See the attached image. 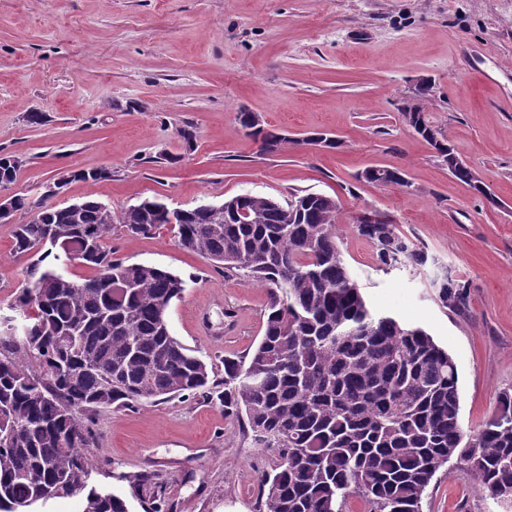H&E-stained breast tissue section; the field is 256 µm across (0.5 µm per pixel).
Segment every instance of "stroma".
<instances>
[{
  "mask_svg": "<svg viewBox=\"0 0 512 512\" xmlns=\"http://www.w3.org/2000/svg\"><path fill=\"white\" fill-rule=\"evenodd\" d=\"M425 79L430 121L498 206L404 123L400 109ZM242 112L289 143L264 153ZM313 131L341 147L303 144ZM0 154L22 162L10 193L37 203L60 173L111 171L70 182L51 199L61 207L95 198L117 214L146 198L188 209L248 192L335 197L338 244L370 305L425 327L454 359L463 429L512 392V0H0ZM370 166L401 172L406 186L366 182ZM369 211L391 216L426 265L383 269L355 227ZM27 220L0 223L2 316L24 286L28 260L12 246ZM112 252L184 278L172 334L216 373L259 341L266 289L182 249L170 228L115 229ZM444 270L467 282L466 310L440 303ZM94 429L91 482L129 496L130 512L145 505L127 478L150 471L166 484L168 512H255L272 466L216 401L107 409ZM422 512H512V501L489 497L451 462Z\"/></svg>",
  "mask_w": 512,
  "mask_h": 512,
  "instance_id": "stroma-1",
  "label": "stroma"
}]
</instances>
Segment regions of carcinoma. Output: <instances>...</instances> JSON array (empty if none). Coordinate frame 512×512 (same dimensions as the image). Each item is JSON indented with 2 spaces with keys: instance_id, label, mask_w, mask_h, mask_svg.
Segmentation results:
<instances>
[{
  "instance_id": "cac0c4a2",
  "label": "carcinoma",
  "mask_w": 512,
  "mask_h": 512,
  "mask_svg": "<svg viewBox=\"0 0 512 512\" xmlns=\"http://www.w3.org/2000/svg\"><path fill=\"white\" fill-rule=\"evenodd\" d=\"M404 122L472 188L471 172L454 163L455 147L422 107ZM242 126L266 153L288 138L242 112ZM21 161L0 155L11 184ZM106 169L57 178L107 179ZM400 180L375 168L369 182ZM245 199L246 216L235 209ZM189 209L144 200L114 214L87 199L67 206L13 197L12 213L35 210L15 225L13 252L31 258L26 286L12 307L32 308L35 328L18 340L0 334V512H30L52 498L83 496V512H130L127 499L89 485L96 415L171 398L219 401L224 419L243 423L255 444L274 453L258 486L257 512H343L358 495L370 512H422L437 472L453 461L494 498L512 494V393L502 392L492 416L465 433L459 373L452 356L423 327L375 312L336 242L339 203L322 193L281 202L245 193ZM130 235L172 227L178 245L228 270L244 271L267 288L263 334L239 358H224V380L175 338L165 315L182 297L184 279L156 265L112 258L113 226ZM385 267H422L427 254L390 221L356 225ZM95 270L80 281L43 265L46 245ZM466 282L443 275L438 299L465 306ZM77 334L69 347L63 339ZM36 360L30 369L20 356ZM133 495L151 512L168 506L155 474L130 477Z\"/></svg>"
}]
</instances>
